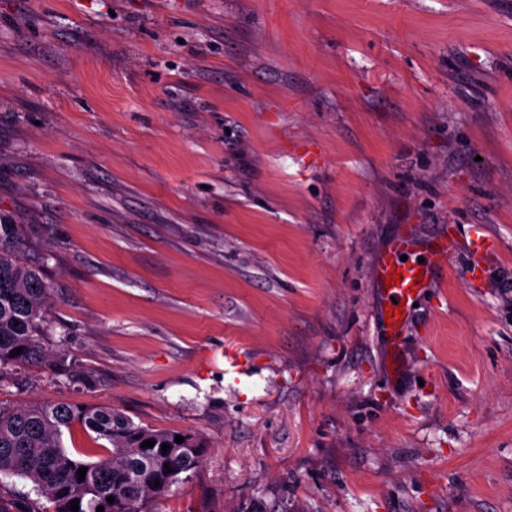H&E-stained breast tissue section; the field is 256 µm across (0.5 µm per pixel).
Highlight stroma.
I'll use <instances>...</instances> for the list:
<instances>
[{"instance_id": "stroma-1", "label": "stroma", "mask_w": 512, "mask_h": 512, "mask_svg": "<svg viewBox=\"0 0 512 512\" xmlns=\"http://www.w3.org/2000/svg\"><path fill=\"white\" fill-rule=\"evenodd\" d=\"M0 214L50 286L0 407L199 434L151 512H512V0H0ZM409 228L461 242L394 376Z\"/></svg>"}]
</instances>
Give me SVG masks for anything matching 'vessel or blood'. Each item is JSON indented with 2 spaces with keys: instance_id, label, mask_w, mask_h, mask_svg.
Returning <instances> with one entry per match:
<instances>
[{
  "instance_id": "1",
  "label": "vessel or blood",
  "mask_w": 512,
  "mask_h": 512,
  "mask_svg": "<svg viewBox=\"0 0 512 512\" xmlns=\"http://www.w3.org/2000/svg\"><path fill=\"white\" fill-rule=\"evenodd\" d=\"M455 248V240L446 236L423 241L407 232L396 238L374 265V277L382 285L383 308H393L395 301L400 300L404 311H411L413 303L429 288L435 276L447 268L448 258ZM395 269L401 272L400 283L385 286L389 272Z\"/></svg>"
}]
</instances>
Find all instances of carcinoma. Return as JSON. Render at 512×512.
I'll return each mask as SVG.
<instances>
[{"label": "carcinoma", "mask_w": 512, "mask_h": 512, "mask_svg": "<svg viewBox=\"0 0 512 512\" xmlns=\"http://www.w3.org/2000/svg\"><path fill=\"white\" fill-rule=\"evenodd\" d=\"M22 235V225L0 221V380L40 356L39 321L50 295L38 262L18 257ZM18 347L21 353L10 356ZM74 424L111 444L112 458L86 462L69 455L62 429ZM177 435L184 441L175 442ZM147 440L155 445L142 446ZM164 443L170 446L165 453ZM205 450L198 435L143 427L110 408L66 402L0 408V474L30 480L54 503L55 512H71L73 499L79 500L78 512H97L100 505L103 512H149L150 501L196 469ZM82 466L87 472L80 481ZM109 496L114 502H107Z\"/></svg>", "instance_id": "1"}]
</instances>
